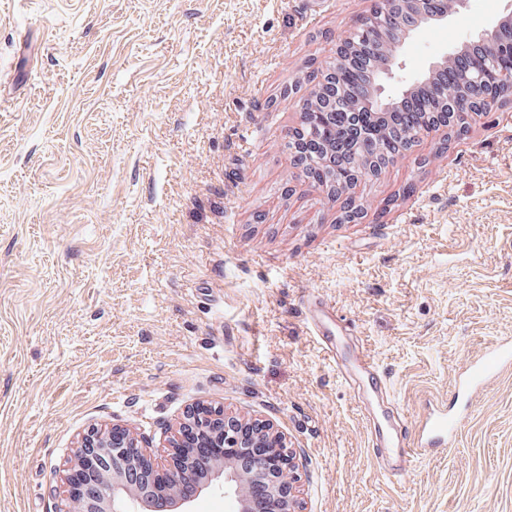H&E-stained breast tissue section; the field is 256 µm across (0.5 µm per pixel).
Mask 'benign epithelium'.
I'll return each mask as SVG.
<instances>
[{"instance_id":"1","label":"benign epithelium","mask_w":512,"mask_h":512,"mask_svg":"<svg viewBox=\"0 0 512 512\" xmlns=\"http://www.w3.org/2000/svg\"><path fill=\"white\" fill-rule=\"evenodd\" d=\"M470 0H452L440 11L430 0H374L372 8L356 21L353 31L375 25L401 9L417 11L413 26L393 33L395 57L376 72L372 89L363 107L368 112H384L393 106L384 95L385 85L397 81L402 94L456 62L462 69L458 78H448L453 99L468 106L477 101L475 92L481 75L467 71L469 51L511 52L512 42L499 39L500 31L512 29V6L481 31L466 36L458 45L433 55L426 68L416 75L404 74L401 51L412 44L422 30L445 25L463 16ZM170 452L157 458L140 445L128 427L113 425L85 433L62 469V508L58 512H126L125 505L155 500L160 494L184 506L195 500L183 496V487L192 484L201 494L218 483L242 498L241 512H298L292 495L291 456L281 435L267 424L228 417L224 410L198 403L191 407L169 440ZM224 449V466L198 472L193 459L209 457L213 449Z\"/></svg>"}]
</instances>
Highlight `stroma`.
<instances>
[{
  "label": "stroma",
  "instance_id": "obj_1",
  "mask_svg": "<svg viewBox=\"0 0 512 512\" xmlns=\"http://www.w3.org/2000/svg\"><path fill=\"white\" fill-rule=\"evenodd\" d=\"M372 0H0V512H58L80 435L166 456L198 403L268 424L298 512H512V103L422 135L357 188L360 216L291 162L339 39ZM472 0L407 72L485 28ZM333 305L335 358L306 322ZM364 351L409 430L457 406L445 448L383 473L335 360ZM511 364L512 345L510 343L498 344L489 349L470 367L464 385L468 389L476 390L485 385L488 379L498 370Z\"/></svg>",
  "mask_w": 512,
  "mask_h": 512
}]
</instances>
